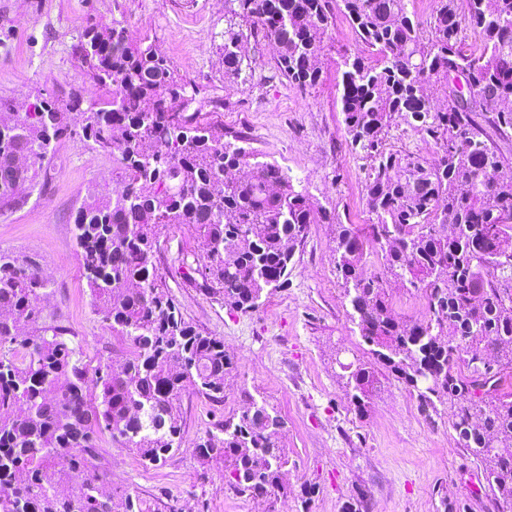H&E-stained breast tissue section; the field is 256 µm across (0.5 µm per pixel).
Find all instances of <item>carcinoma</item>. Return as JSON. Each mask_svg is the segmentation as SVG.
<instances>
[{"instance_id": "cac0c4a2", "label": "carcinoma", "mask_w": 512, "mask_h": 512, "mask_svg": "<svg viewBox=\"0 0 512 512\" xmlns=\"http://www.w3.org/2000/svg\"><path fill=\"white\" fill-rule=\"evenodd\" d=\"M413 0H224V76L240 78L245 42L276 46V68L304 89L322 75L324 38L339 13L371 56L343 60L339 102L352 148L372 160L365 184L373 223L360 232L314 203L288 171L248 146L221 139L187 114L194 97L152 44L111 28L86 30L75 56L104 91L82 107L46 100L0 112V206L32 189L71 127L112 154L125 183L94 191L74 224L97 313L128 347L121 364L90 370L62 326L41 321L50 280L36 260L0 250V512H98L107 472L97 438L154 464L181 447V394L224 398L234 365L224 340L187 323L156 274L162 229L191 224L203 241L194 258L204 290L231 311L252 313L288 282L295 247L311 224L336 225V273L347 315L369 347L346 373L354 410L367 411L384 370L416 393L426 411H452L460 444L477 461L497 512H512V0H434L423 26ZM478 43H467L469 35ZM474 92L444 109L428 86L448 80ZM431 137L428 163L385 150L392 124ZM381 250L380 272L365 247ZM421 291L422 318L406 319L387 296V278ZM100 392L88 395L89 383ZM282 416L266 402L224 420L197 455L224 466L229 488L260 505L288 493ZM108 512H159L124 491Z\"/></svg>"}]
</instances>
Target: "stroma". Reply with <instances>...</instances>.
<instances>
[{"label": "stroma", "mask_w": 512, "mask_h": 512, "mask_svg": "<svg viewBox=\"0 0 512 512\" xmlns=\"http://www.w3.org/2000/svg\"><path fill=\"white\" fill-rule=\"evenodd\" d=\"M96 26L155 45L195 86L189 110L216 135L244 132L340 222L371 223L368 163L348 142L338 101L343 57L367 49L343 16L329 28L320 82L302 90L277 72L264 40L248 41L250 69L238 81L225 80L224 0H0V100L22 112L38 97L62 105L75 93L98 99L101 88L72 53ZM111 169V154L90 149L80 135L66 136L27 202L0 210V249L38 262L53 284L43 304L48 322L71 330L91 367L100 357L119 362L127 355L91 304L75 238L78 208L92 190H111ZM335 236V225H310L287 285L242 314L207 294L201 277L183 276L182 260L202 251L197 231L178 224L163 230L159 275L185 320L223 339L235 370L223 402L183 393L182 444L165 462H143L101 435L96 451L108 472L107 493L136 492L175 512H258L250 497L229 489L222 466L195 452L199 438L255 398L286 421L280 444L289 457L290 492L274 498L272 512H342L359 498L363 512H496L449 415L425 417L416 397L387 374L366 414L350 404L337 354L364 357L368 347L347 318ZM308 486L315 494L305 505L301 491Z\"/></svg>", "instance_id": "35a3bbf8"}]
</instances>
